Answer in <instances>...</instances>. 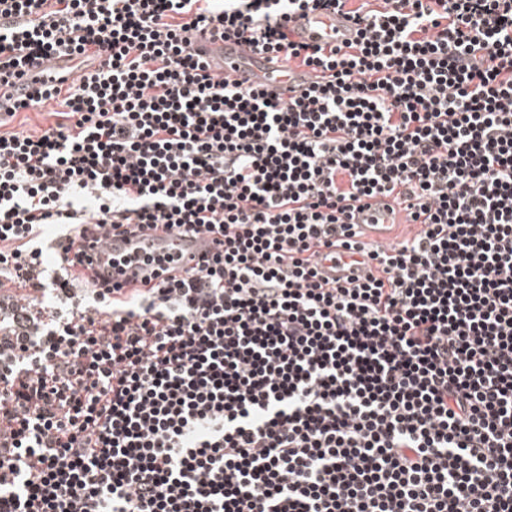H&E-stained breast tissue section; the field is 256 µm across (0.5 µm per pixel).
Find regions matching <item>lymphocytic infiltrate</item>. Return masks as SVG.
<instances>
[{
    "instance_id": "lymphocytic-infiltrate-1",
    "label": "lymphocytic infiltrate",
    "mask_w": 512,
    "mask_h": 512,
    "mask_svg": "<svg viewBox=\"0 0 512 512\" xmlns=\"http://www.w3.org/2000/svg\"><path fill=\"white\" fill-rule=\"evenodd\" d=\"M349 2L0 0V86L77 64L0 95L61 106L0 131V512H512V0ZM331 9L353 41L291 40ZM371 198L413 234L366 241ZM146 230L214 247L93 270ZM194 47L210 62H219L221 65L219 71L231 75L242 83V86L260 85L267 92L284 99L296 95L300 89L299 85L314 79L317 74L309 71L308 68H295L290 63L288 76V63L265 58L240 42H224L209 36L196 35ZM61 109L55 102H51L47 104L41 111H31L26 115L30 118L26 124L20 125L18 120H14L8 126L2 128V130L9 131H24L27 133H32L34 131H38L41 128H45L48 125L52 124L55 121V117H49V114L46 112H52L54 110ZM43 112V113H40Z\"/></svg>"
}]
</instances>
